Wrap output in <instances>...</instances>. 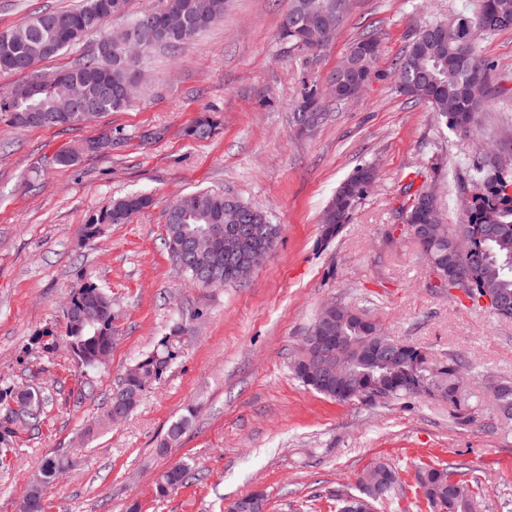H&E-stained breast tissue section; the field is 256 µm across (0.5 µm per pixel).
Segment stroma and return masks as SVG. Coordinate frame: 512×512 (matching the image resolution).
Instances as JSON below:
<instances>
[{"instance_id": "obj_1", "label": "stroma", "mask_w": 512, "mask_h": 512, "mask_svg": "<svg viewBox=\"0 0 512 512\" xmlns=\"http://www.w3.org/2000/svg\"><path fill=\"white\" fill-rule=\"evenodd\" d=\"M82 0H0V33L41 10ZM290 0H232L178 52L154 49L140 62L141 91L127 108L70 127H22L0 119V388L43 387L51 398L40 431L18 430L0 460V512H20L26 479L51 452L76 464L45 496V512H226L255 490L265 512H337L374 463L395 467L401 489L376 512H430L417 464L466 462L479 512H512V419L484 381L512 380V321L435 288L418 245L395 229L407 184L442 197L444 223L466 221L459 202L476 190L479 145L512 166V29L479 40L496 65L491 97L470 137L439 123L401 94L390 71L423 24L469 10L472 0H348L332 43L312 57L277 33ZM367 30L380 41L378 77L352 100L328 98L321 126L300 136L292 112L303 80L325 83ZM219 122L198 140L202 115ZM108 135L110 146L88 150ZM73 150L74 164L57 161ZM374 185L336 238L321 217L338 185L361 165ZM207 189L267 212L281 233L273 251L238 285L188 280L165 245L166 213ZM151 202L128 223L82 239L114 199ZM112 296L116 346L88 371L59 335L74 286ZM352 305L387 335L434 358L463 353L470 371V424L428 398L369 406L339 403L304 387L291 365L327 304ZM200 311L194 336L169 371L117 424H103L118 380L182 314ZM58 338L43 350L44 330ZM191 420L160 452L172 421ZM188 461L198 481L156 497L161 470Z\"/></svg>"}]
</instances>
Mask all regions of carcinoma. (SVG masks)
Segmentation results:
<instances>
[{"instance_id":"carcinoma-1","label":"carcinoma","mask_w":512,"mask_h":512,"mask_svg":"<svg viewBox=\"0 0 512 512\" xmlns=\"http://www.w3.org/2000/svg\"><path fill=\"white\" fill-rule=\"evenodd\" d=\"M128 0H84L76 9L41 11L9 32L0 33V72L20 73L35 69L39 64L59 55L79 43L93 27L107 35V21L121 13ZM210 19H197L200 0H158L155 8L159 19L173 20L184 26L183 32L168 39L165 46L175 48L192 40L224 16L228 0H207ZM346 8V0H291L286 13L297 17L295 23H280L279 38L294 48H303L302 21L308 17L320 20L334 31ZM481 29L486 35L512 28V0H477L474 8L459 13L446 21L421 26L403 55L395 62L393 75L400 92L415 101L430 104L440 121L452 131L468 136L480 112L493 66L481 58L471 40L472 31ZM379 42L376 33L369 31L350 47L345 61L360 77L371 79L378 74L376 65ZM62 83L34 89L24 82L0 92V115L9 116L11 123L32 126L30 116L47 119L45 127L72 126L82 118L75 112L64 121L50 122L55 102L64 94L91 99L96 112L103 114L128 106L123 88L134 70L128 57H106L98 50L83 64L61 70ZM319 92L317 83L303 82L295 106L294 122L301 130L316 128L325 113L316 112L313 100ZM215 123L208 117L200 118L188 135L197 139L209 137ZM492 154L482 156L475 167L474 180L481 193L466 206L464 224H444L440 220L441 202L438 195L427 192L423 186L410 194L400 213L405 233L411 227L424 224L425 237L416 239L430 268L448 279L464 272L468 278L463 295L480 305L479 297L490 292L504 302L493 314L504 321H512V171L501 162L490 164ZM376 172L370 165L356 168L343 181L328 204L322 217L324 238L337 236L348 223L360 200L367 193L366 186L375 181ZM186 206L166 219V246L172 253L190 235L200 234L210 224H236L244 215L252 224H265L270 234L279 236L280 226L271 223L268 216L233 196L208 191L186 196ZM150 204V198L136 194L112 201L108 208L85 225L87 239L97 237L105 224H125L131 217ZM463 234L468 238L467 250L454 253L448 250V239ZM234 247L240 253L251 250L247 242L229 243L222 237L203 241L181 262L178 268L196 284L204 287L210 281L234 284L250 274L246 264L224 261V251ZM202 316L190 312L185 319L173 324L149 352L141 355L126 368L116 385L118 397L130 415L138 407L144 393L154 382L168 372L180 345V338L193 331L194 321ZM112 297L104 288L89 283L76 285L65 307L64 336L70 343L78 364L97 369L112 355L116 341ZM368 313L354 307H323L310 331L313 335L329 336L333 345L351 356L345 379H324L310 372L307 360V342L301 346L292 365L294 375L307 388L340 403L359 400L376 406L393 399L427 396L436 390L445 393V400L454 408L453 418L460 425L471 422L468 403V377L464 366L455 358L445 361L432 359L420 347L383 336L388 355L378 358L364 348L368 335ZM500 412L512 417V381L502 380L493 393ZM19 400L24 407L21 425L38 429L46 418L49 398L38 386L0 389V445L7 447L15 434V422L5 417L8 403ZM72 461L62 455L50 454L39 469L28 477L27 512H43L44 496L54 482L71 468ZM192 478V466L179 461L162 470L155 481V494L164 498L170 492L186 485ZM372 484H359L357 492L338 500V512H350L353 500L365 499L375 504L394 497L400 489L398 472L379 461L371 467ZM414 482L426 499L430 512H476L477 499L466 478L463 467L450 465L418 466Z\"/></svg>"}]
</instances>
